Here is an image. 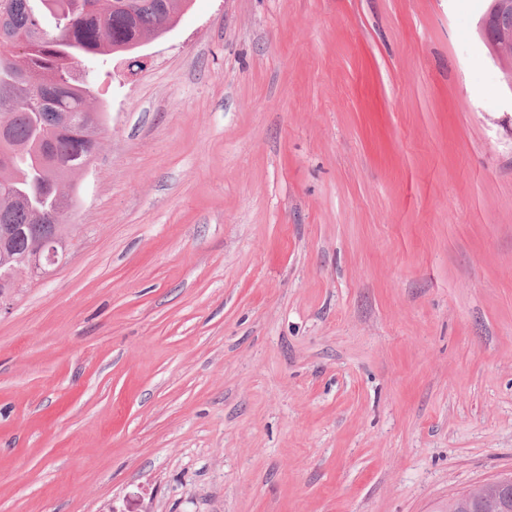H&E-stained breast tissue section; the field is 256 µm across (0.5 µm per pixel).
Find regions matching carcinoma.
Masks as SVG:
<instances>
[{
	"label": "carcinoma",
	"instance_id": "1",
	"mask_svg": "<svg viewBox=\"0 0 512 512\" xmlns=\"http://www.w3.org/2000/svg\"><path fill=\"white\" fill-rule=\"evenodd\" d=\"M190 0H0V225L19 231L0 254V291L17 258L71 201L64 191L99 150L93 92L114 54L163 37ZM498 501L458 500L453 512H499Z\"/></svg>",
	"mask_w": 512,
	"mask_h": 512
}]
</instances>
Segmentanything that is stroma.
I'll list each match as a JSON object with an SVG mask.
<instances>
[{
  "instance_id": "obj_1",
  "label": "stroma",
  "mask_w": 512,
  "mask_h": 512,
  "mask_svg": "<svg viewBox=\"0 0 512 512\" xmlns=\"http://www.w3.org/2000/svg\"><path fill=\"white\" fill-rule=\"evenodd\" d=\"M489 0H191L117 56L64 264L0 305V512H437L512 471Z\"/></svg>"
}]
</instances>
